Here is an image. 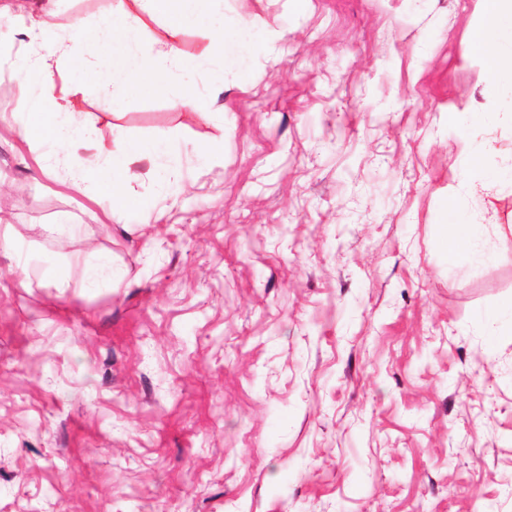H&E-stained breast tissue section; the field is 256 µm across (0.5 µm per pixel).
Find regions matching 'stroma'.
Instances as JSON below:
<instances>
[{
    "mask_svg": "<svg viewBox=\"0 0 512 512\" xmlns=\"http://www.w3.org/2000/svg\"><path fill=\"white\" fill-rule=\"evenodd\" d=\"M112 8L0 0V512H512V324L478 315L512 306V85L470 52L483 0H224L227 38L269 54L72 99L86 158L180 145L133 163L120 214L21 131L25 60L78 76L32 20L86 19L90 53ZM449 204L481 227L462 266ZM92 252L112 287L83 285Z\"/></svg>",
    "mask_w": 512,
    "mask_h": 512,
    "instance_id": "1",
    "label": "stroma"
}]
</instances>
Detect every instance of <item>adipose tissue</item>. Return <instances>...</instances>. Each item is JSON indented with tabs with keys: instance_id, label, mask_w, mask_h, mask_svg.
Listing matches in <instances>:
<instances>
[{
	"instance_id": "1",
	"label": "adipose tissue",
	"mask_w": 512,
	"mask_h": 512,
	"mask_svg": "<svg viewBox=\"0 0 512 512\" xmlns=\"http://www.w3.org/2000/svg\"><path fill=\"white\" fill-rule=\"evenodd\" d=\"M138 15L126 14L123 6H116V17L103 28L101 39L105 53L95 56L92 63L82 57L73 62L82 78L90 79L112 89V95L103 99V107L120 101L122 95L145 90L157 82L166 80L185 69H206L214 59L237 64L242 53H264L269 45L265 42L242 44L225 40L226 30L235 28L234 20L224 13L223 0H136ZM486 25L473 30L470 48L483 60L493 77L512 76V54L501 50L498 35L512 31V0H484ZM157 18L165 22L172 39L163 43L159 56L168 60L169 68L160 70L141 52L143 41V18ZM186 29H197L207 37L202 52L192 60H185L175 41V34ZM22 79L25 83L38 85L41 89L32 102L31 110L24 116V133L37 141L52 140L65 146L66 152L60 163L66 168L72 184L78 185L95 180L112 192L113 211H123L134 206L135 197L125 189L132 179L134 162L148 159L155 161L172 156L174 146L163 138L134 139L128 141L124 150L112 155L103 165L81 158L79 149L94 145L92 128L83 124L75 113L70 112L64 97L55 93L53 73L40 62H24ZM447 224L443 247L449 263L461 265L471 260L476 239L480 234L478 225L461 222L454 211H447Z\"/></svg>"
}]
</instances>
